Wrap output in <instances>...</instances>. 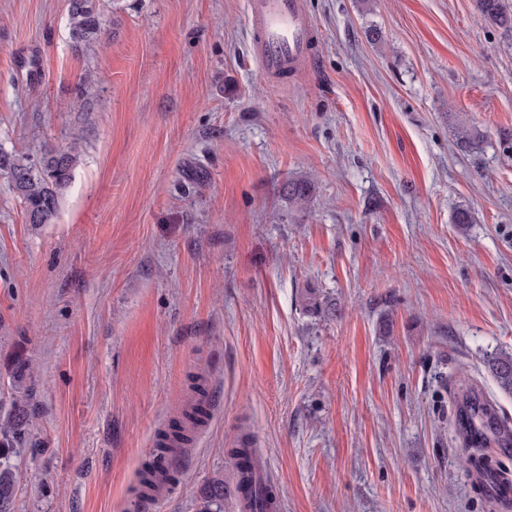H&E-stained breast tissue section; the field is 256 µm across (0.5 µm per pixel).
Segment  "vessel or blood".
Segmentation results:
<instances>
[{
  "label": "vessel or blood",
  "instance_id": "b4317fda",
  "mask_svg": "<svg viewBox=\"0 0 512 512\" xmlns=\"http://www.w3.org/2000/svg\"><path fill=\"white\" fill-rule=\"evenodd\" d=\"M247 14L264 76L278 78L310 57L316 32L304 0H247Z\"/></svg>",
  "mask_w": 512,
  "mask_h": 512
}]
</instances>
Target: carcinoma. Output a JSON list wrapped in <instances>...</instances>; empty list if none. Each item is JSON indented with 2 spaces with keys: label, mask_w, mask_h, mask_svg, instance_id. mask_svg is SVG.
I'll return each instance as SVG.
<instances>
[{
  "label": "carcinoma",
  "mask_w": 512,
  "mask_h": 512,
  "mask_svg": "<svg viewBox=\"0 0 512 512\" xmlns=\"http://www.w3.org/2000/svg\"><path fill=\"white\" fill-rule=\"evenodd\" d=\"M478 9L485 19L506 34H512V5L508 0H477ZM103 30L101 0H69V33L74 47L91 46ZM82 155L79 137L72 139L65 150H48L37 160L17 153L0 150V173L8 175L14 192L24 205L25 217L33 225L49 224L56 216L60 200L67 187L72 170ZM289 205L298 210L307 209L314 196V184L308 178L291 179L281 188ZM306 314L323 319H334L341 314L336 300L314 289L306 290L302 299ZM487 367L497 384L512 393V354L500 353L486 360ZM27 410L15 405L9 415L12 438L17 439L29 425ZM207 419L201 401L191 403L175 420L170 431L162 433L160 455L145 463L140 477V492L158 488L170 481L172 465L164 464L167 456L181 452V446L190 441L195 430ZM455 426L461 439L462 451L470 467L478 472L489 468L488 458L482 453L490 437L501 432L495 416L486 412L483 399L475 388L463 383L460 387L455 411ZM9 439L0 440V512H12L16 495V474L7 462ZM234 477L250 490L251 512H266L272 492L268 488L253 487V476L259 472L260 461L252 448H233L229 453ZM230 490L224 479L211 482L203 494L200 512H224V499Z\"/></svg>",
  "instance_id": "obj_1"
}]
</instances>
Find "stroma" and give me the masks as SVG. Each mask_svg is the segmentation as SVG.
Segmentation results:
<instances>
[{
  "mask_svg": "<svg viewBox=\"0 0 512 512\" xmlns=\"http://www.w3.org/2000/svg\"><path fill=\"white\" fill-rule=\"evenodd\" d=\"M304 4L314 53L270 80L245 0H119L83 52L68 0H0V147L84 145L51 223L0 174V402L28 388L32 416L13 512H141L193 374L211 417L148 512H197L243 434L283 512H498L451 388L512 425L486 367L512 353V36L476 0ZM305 176L301 212L281 186ZM302 308L306 314L320 319H336L341 314L335 299L311 288L303 295Z\"/></svg>",
  "mask_w": 512,
  "mask_h": 512,
  "instance_id": "obj_1",
  "label": "stroma"
}]
</instances>
